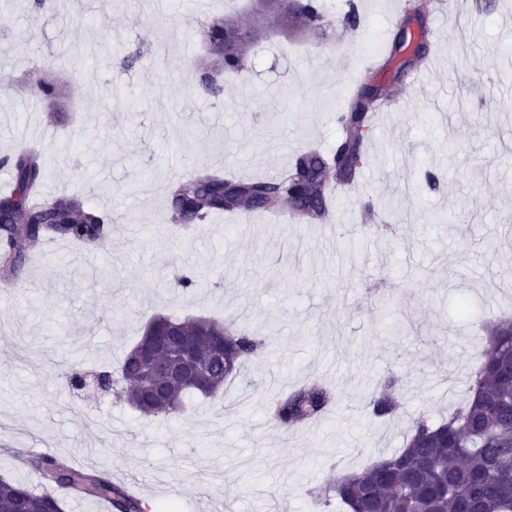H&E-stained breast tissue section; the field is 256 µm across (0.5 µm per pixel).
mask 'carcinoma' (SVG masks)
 Wrapping results in <instances>:
<instances>
[{
    "mask_svg": "<svg viewBox=\"0 0 512 512\" xmlns=\"http://www.w3.org/2000/svg\"><path fill=\"white\" fill-rule=\"evenodd\" d=\"M295 11L312 31L327 23L322 0H294ZM206 54L199 63V84L213 97L223 94L216 75L236 76L250 44L233 40L224 29V18L213 19L205 28ZM19 82L48 107L63 104L57 77L48 69L25 73ZM395 92H381L360 82L349 104L337 113L342 134L334 155L317 150L299 154L288 175L237 181L214 169L200 168L190 177L174 179L168 186V204L173 223L188 229L215 213L271 210L288 204L294 219L317 224L326 214V173L335 172L336 186L352 184L360 172L371 130L372 111ZM0 166L13 174L11 191L0 195V284H21L29 253L37 250L50 233L78 241L90 251L105 238V225L112 218L88 207L82 197L62 193L46 200L32 198V189L42 181L43 153L23 147L0 158ZM197 337L199 352L211 351L212 336H224V360L228 368H216L203 382L194 376L165 383V393L135 406L146 418H171L183 411V397L215 396L224 379L242 363L271 350L275 332L253 336L215 319H197L185 324ZM495 339L486 341L483 361L469 378L463 405L439 424L419 417L404 448L382 455L365 468L336 476L318 504L336 500L345 512H512V321L494 327ZM335 390L310 381L269 406L271 419L280 427L295 429L318 419L334 403ZM371 414L387 419L400 408L393 384L372 388ZM25 464L41 473L59 491L37 492L27 483L0 476V512H65L66 499L76 495L108 502L113 512H146L143 502L112 483L107 473L76 470L49 455L32 457Z\"/></svg>",
    "mask_w": 512,
    "mask_h": 512,
    "instance_id": "1",
    "label": "carcinoma"
}]
</instances>
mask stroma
I'll use <instances>...</instances> for the list:
<instances>
[{
    "label": "stroma",
    "mask_w": 512,
    "mask_h": 512,
    "mask_svg": "<svg viewBox=\"0 0 512 512\" xmlns=\"http://www.w3.org/2000/svg\"><path fill=\"white\" fill-rule=\"evenodd\" d=\"M319 38L275 32L214 99L195 63L217 0H0V155L45 140L43 190L111 205L97 253H33L20 288L0 292V473L40 486L17 452L47 454L115 485L137 480L148 512H203L210 496L236 512H320L311 493L338 474L403 448L413 422L462 403L480 362L482 325L512 317V0H436L420 83L403 50L378 64L404 0H323ZM133 65H125L126 56ZM77 68L71 109L49 115L16 82L32 64ZM397 86L375 119L357 190L374 204L337 208L339 232L215 215L174 234L166 186L182 164L260 179L303 149L332 150L338 93L360 78ZM434 171L438 189L427 185ZM138 224L143 233L125 234ZM204 283L196 292L183 276ZM215 317L250 332L275 324L272 353L228 378L223 396H190L169 420L141 416L113 392L77 390L67 369L117 371L151 317ZM396 379L404 408L377 421L366 390ZM319 379L338 401L319 424L284 431L266 407ZM106 418L89 429L85 417Z\"/></svg>",
    "instance_id": "obj_1"
}]
</instances>
